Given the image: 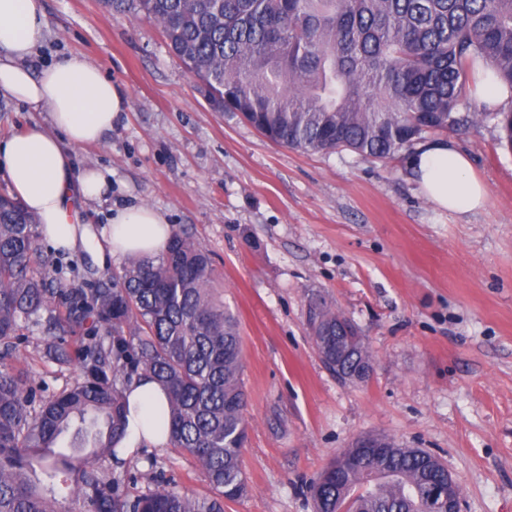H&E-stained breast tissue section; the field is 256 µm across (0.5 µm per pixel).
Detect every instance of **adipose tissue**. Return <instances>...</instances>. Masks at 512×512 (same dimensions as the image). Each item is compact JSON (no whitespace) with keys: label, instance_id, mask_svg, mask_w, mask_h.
<instances>
[{"label":"adipose tissue","instance_id":"1","mask_svg":"<svg viewBox=\"0 0 512 512\" xmlns=\"http://www.w3.org/2000/svg\"><path fill=\"white\" fill-rule=\"evenodd\" d=\"M45 28L41 0H0V92L47 115L46 121L0 138V168L13 194L39 216L54 248L90 255L100 265L109 255L155 257L173 235L158 210L142 204L123 206L98 232L84 220V204L106 195L111 183L100 171L77 169L74 150L100 142L128 111L129 99L99 66L80 55L32 73L28 60ZM410 166L421 193L435 207L466 214L485 206V183L452 143L420 146ZM126 396L131 416L120 457L140 448L169 447L167 396L161 384L141 377Z\"/></svg>","mask_w":512,"mask_h":512}]
</instances>
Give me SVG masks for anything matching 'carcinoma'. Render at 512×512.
<instances>
[{
    "label": "carcinoma",
    "instance_id": "obj_1",
    "mask_svg": "<svg viewBox=\"0 0 512 512\" xmlns=\"http://www.w3.org/2000/svg\"><path fill=\"white\" fill-rule=\"evenodd\" d=\"M157 22L169 51L211 103L276 144L314 152L394 155L437 131L475 126L459 111L469 78L491 67L512 94V0H102ZM512 147V108H492ZM38 217L0 195V512H224L249 492L239 466L247 395L239 324L216 301L206 252L173 234L156 259L133 257L109 280L68 293L33 266ZM47 319L44 357L83 377L37 405L7 364L20 331ZM337 313L309 303L311 335H336ZM141 375L167 391L171 445L190 455L210 493L169 484L132 495L118 471L126 387ZM309 485L314 512H424L445 465L388 440L386 455ZM319 492H314V488Z\"/></svg>",
    "mask_w": 512,
    "mask_h": 512
}]
</instances>
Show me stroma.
Returning a JSON list of instances; mask_svg holds the SVG:
<instances>
[{
    "label": "stroma",
    "instance_id": "1",
    "mask_svg": "<svg viewBox=\"0 0 512 512\" xmlns=\"http://www.w3.org/2000/svg\"><path fill=\"white\" fill-rule=\"evenodd\" d=\"M42 4L32 72L83 55L130 101L101 143L75 151L79 168L112 182L86 204V222L100 228L110 209L136 203L164 213L209 254L213 286L239 320L250 491L224 512H312L307 485L363 433L437 455L463 512H512V150L495 121L443 133L488 189L482 209L448 213L419 192L411 149L376 160L278 146L212 109L156 22L100 0ZM35 263L52 287L82 288L125 260L99 266L42 240ZM315 297L365 336L368 380L339 379L321 361L307 326ZM46 336L23 329L15 361L39 401L81 374L40 359ZM127 467L134 494L163 479L207 490L177 448L141 451Z\"/></svg>",
    "mask_w": 512,
    "mask_h": 512
}]
</instances>
